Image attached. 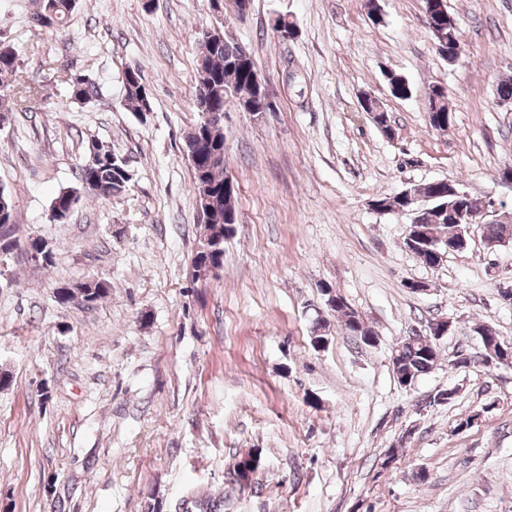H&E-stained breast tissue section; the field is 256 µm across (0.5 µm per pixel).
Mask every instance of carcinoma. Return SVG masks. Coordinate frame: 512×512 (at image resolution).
Segmentation results:
<instances>
[{
    "mask_svg": "<svg viewBox=\"0 0 512 512\" xmlns=\"http://www.w3.org/2000/svg\"><path fill=\"white\" fill-rule=\"evenodd\" d=\"M54 11L47 9L48 0H40V7L34 14V21L40 27L62 24L74 8L73 0H53ZM428 31L435 53L448 60V36L460 37L459 26L449 14L446 4L431 19ZM199 80L195 89V102L207 101L209 116L198 115V120L184 138V154L192 157L193 188L196 205L204 223L202 236L191 259V278H200L199 267L210 264L220 269L224 264V239L228 237L227 225L237 223V192H224V91L235 95L238 102L257 112H273L276 104L269 101L265 85L259 84L256 63L252 52L227 34L206 46L198 47L196 59ZM18 71L17 51H0V113L20 109L23 93L27 88L21 83ZM390 93L398 98L411 94L406 79L392 71L385 73ZM123 91L125 101L134 111L144 114L152 111L149 90L140 72L128 69L124 72ZM427 119L430 127L437 131L447 130L448 94L441 85L429 88ZM71 97L82 103L99 97L100 88L88 78H75L70 86ZM78 184L90 183L102 190L100 198L110 199L127 192L131 184L129 166L122 156L114 153L112 147L94 143L88 149L85 162L77 173ZM422 200L418 232L430 233L433 237L455 240L464 233L466 225L458 224L448 216V185L427 183L417 188ZM483 234L489 240H501L512 236L511 224H485ZM6 243L8 252L24 248L27 253L38 252L41 238L20 234L19 225L11 211L0 210V243ZM108 284L99 279H90L77 288H60L55 298L62 307L78 305L94 307L108 294ZM340 315L348 335L362 338L369 329L362 318L345 307L333 308ZM480 347L507 345L490 327L478 326L475 330ZM398 347L399 372L418 379L428 374L436 364L438 355L434 340L426 341L419 336H410L396 344ZM260 465V455L249 451L242 455L232 474V482L239 485L250 482L251 475Z\"/></svg>",
    "mask_w": 512,
    "mask_h": 512,
    "instance_id": "cac0c4a2",
    "label": "carcinoma"
}]
</instances>
